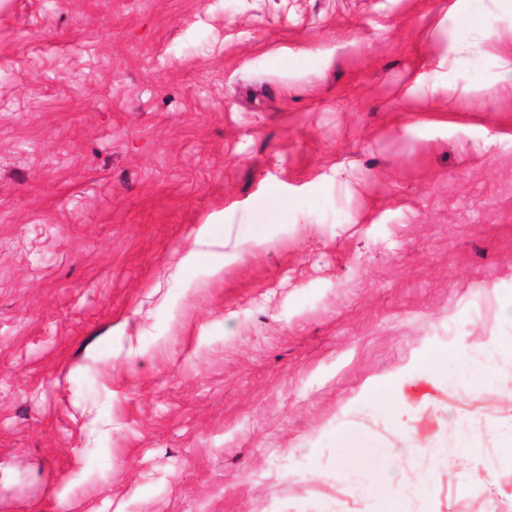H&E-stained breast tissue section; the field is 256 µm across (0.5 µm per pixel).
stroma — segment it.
Wrapping results in <instances>:
<instances>
[{
	"label": "stroma",
	"mask_w": 512,
	"mask_h": 512,
	"mask_svg": "<svg viewBox=\"0 0 512 512\" xmlns=\"http://www.w3.org/2000/svg\"><path fill=\"white\" fill-rule=\"evenodd\" d=\"M506 44L512 0H0V512H512ZM417 384L418 382L415 380H409L401 388L392 382L379 384L373 391V397L378 402L390 405L395 411H398L407 405L408 390L416 389Z\"/></svg>",
	"instance_id": "35a3bbf8"
}]
</instances>
